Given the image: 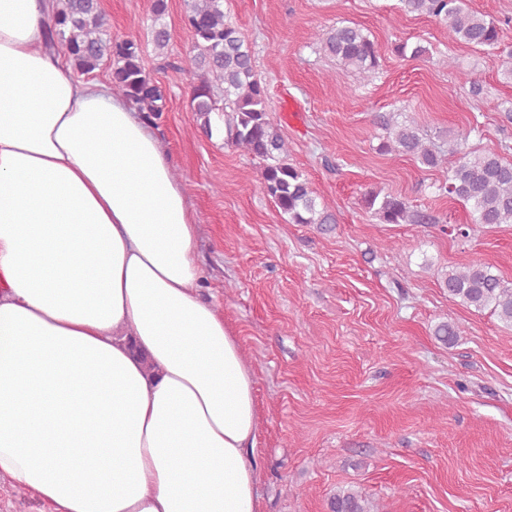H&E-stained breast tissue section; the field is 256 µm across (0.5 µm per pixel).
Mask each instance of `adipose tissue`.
Segmentation results:
<instances>
[{
	"label": "adipose tissue",
	"instance_id": "adipose-tissue-1",
	"mask_svg": "<svg viewBox=\"0 0 512 512\" xmlns=\"http://www.w3.org/2000/svg\"><path fill=\"white\" fill-rule=\"evenodd\" d=\"M0 0V478L51 512H260L254 373L150 125Z\"/></svg>",
	"mask_w": 512,
	"mask_h": 512
}]
</instances>
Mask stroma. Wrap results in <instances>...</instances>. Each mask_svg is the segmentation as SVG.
<instances>
[{"mask_svg":"<svg viewBox=\"0 0 512 512\" xmlns=\"http://www.w3.org/2000/svg\"><path fill=\"white\" fill-rule=\"evenodd\" d=\"M151 0H101L116 38L137 39L168 110L155 129L201 226L203 296L237 333L252 367L262 512H330L354 488L372 512H512V328L490 311L450 299L440 272L476 260L512 283V224L478 226L438 195L442 173L377 150L378 112H400L443 141L480 122L472 147L512 144L495 107L512 102L502 56L449 38L399 0H224L267 86V108L288 143L287 161L337 217L327 230L284 221L258 188L262 163L204 135L181 68L191 45L185 0H168L167 59L151 41ZM377 42L366 76L322 48L337 22ZM421 44L400 56L399 42ZM478 78L483 98L462 87ZM373 190L405 198L434 224H384L361 203ZM460 328L454 345L438 323Z\"/></svg>","mask_w":512,"mask_h":512,"instance_id":"1","label":"stroma"}]
</instances>
